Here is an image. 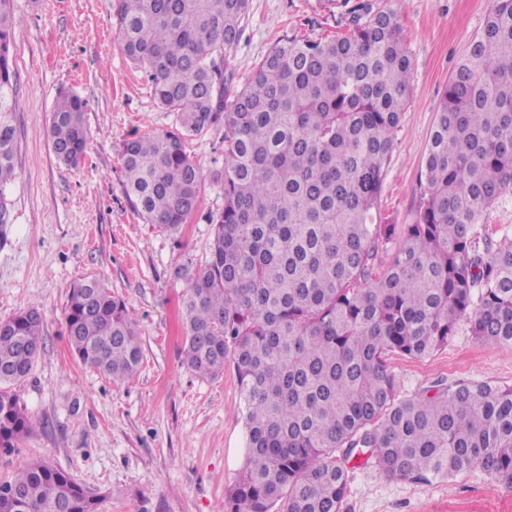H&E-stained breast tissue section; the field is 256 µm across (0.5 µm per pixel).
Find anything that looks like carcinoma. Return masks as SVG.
Wrapping results in <instances>:
<instances>
[{
    "label": "carcinoma",
    "mask_w": 512,
    "mask_h": 512,
    "mask_svg": "<svg viewBox=\"0 0 512 512\" xmlns=\"http://www.w3.org/2000/svg\"><path fill=\"white\" fill-rule=\"evenodd\" d=\"M344 8L330 39H282L227 94L226 60L249 0H117L115 41L180 129L122 142L125 196L149 224L176 230L205 180L184 138L224 125V209L207 266L182 301L184 362L201 377L231 362L243 404L244 462L224 512H345L350 463L427 481L478 472L512 493V386L442 381L399 396L389 357L430 356L465 323L512 345V235L479 233L512 195V0H491L448 81L409 224L379 210L411 59L397 10ZM13 17L0 0V245L15 177ZM84 102L62 95L50 128L66 165L83 156ZM399 240L386 269L379 252ZM68 343L79 361L126 382L142 361L137 323L98 278L72 286ZM44 348L35 307L0 320V450L34 423L11 387ZM0 512H97L65 472L33 460L0 481Z\"/></svg>",
    "instance_id": "cac0c4a2"
}]
</instances>
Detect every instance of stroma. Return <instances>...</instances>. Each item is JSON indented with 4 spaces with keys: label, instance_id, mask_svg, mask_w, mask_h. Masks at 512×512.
<instances>
[{
    "label": "stroma",
    "instance_id": "stroma-1",
    "mask_svg": "<svg viewBox=\"0 0 512 512\" xmlns=\"http://www.w3.org/2000/svg\"><path fill=\"white\" fill-rule=\"evenodd\" d=\"M491 0H400L412 78L385 167L380 210L409 223L420 195L431 130L461 56L481 32ZM115 0H12L13 61L19 78L17 177L7 190L11 224L0 248V319L22 307L44 318V348L15 388L35 423L0 454V479L39 458L99 498L98 512H224L225 492L244 460L242 404L232 364L204 379L183 362L180 302L187 276L210 259L212 226L224 208L220 184L205 182L181 232L143 223L124 194L121 142L175 127L143 72L114 40ZM320 0H250L249 17L227 60L231 91L281 39L317 40L345 29ZM85 102L88 145L69 167L55 157L49 127L56 100ZM204 171L224 165V128L186 137ZM101 279L135 315L143 359L115 383L85 366L66 335L71 286ZM400 392L458 379L512 385V347L476 339L461 325L430 356L390 359ZM504 494L479 473L451 481L393 479L372 465L350 472L348 512H501Z\"/></svg>",
    "mask_w": 512,
    "mask_h": 512
}]
</instances>
